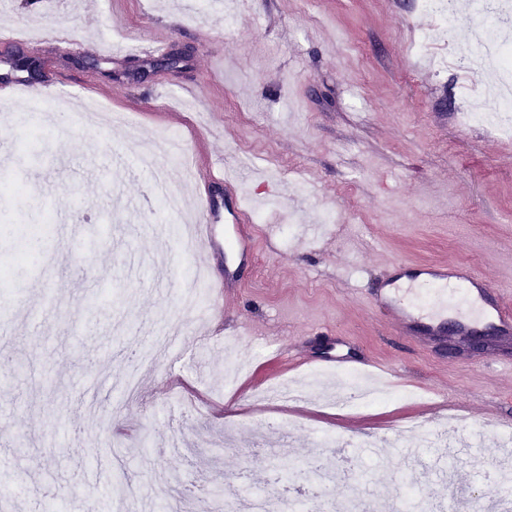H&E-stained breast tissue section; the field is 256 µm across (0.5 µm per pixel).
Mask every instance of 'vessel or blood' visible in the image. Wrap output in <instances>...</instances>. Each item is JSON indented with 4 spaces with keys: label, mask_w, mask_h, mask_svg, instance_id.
I'll use <instances>...</instances> for the list:
<instances>
[{
    "label": "vessel or blood",
    "mask_w": 512,
    "mask_h": 512,
    "mask_svg": "<svg viewBox=\"0 0 512 512\" xmlns=\"http://www.w3.org/2000/svg\"><path fill=\"white\" fill-rule=\"evenodd\" d=\"M192 177L205 188L199 196L195 224L196 249L202 269L224 260V281L209 288H232L238 273L256 259L257 231L235 181L221 166L194 157ZM373 302L395 325L423 336L445 335L455 329L466 336L480 325L512 334V306L492 289L480 270L455 261L414 263L397 260L389 276L377 282Z\"/></svg>",
    "instance_id": "vessel-or-blood-1"
}]
</instances>
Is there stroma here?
Listing matches in <instances>:
<instances>
[{
	"instance_id": "1",
	"label": "stroma",
	"mask_w": 512,
	"mask_h": 512,
	"mask_svg": "<svg viewBox=\"0 0 512 512\" xmlns=\"http://www.w3.org/2000/svg\"><path fill=\"white\" fill-rule=\"evenodd\" d=\"M435 26L420 0H0V31L30 33L42 99L73 102L30 122L0 100V497L85 512L106 466L146 512L178 492L204 503L222 476L262 493L289 462L338 458L328 433L380 447L381 464L360 457L364 496L391 512L389 480L439 459L427 440L400 457L407 426L460 446L488 412L512 422V339L451 352L367 298L399 259L476 265L512 298V136L464 118L475 77L451 44L421 47ZM133 37L139 57L107 55ZM173 130L220 164L254 156L234 174L256 265L210 293L205 350L179 293L197 254L135 164ZM326 208L341 223H321ZM165 331L181 351L123 397L137 344ZM230 343L259 350L231 391ZM333 348L404 398L364 408L314 390L255 409L310 373L286 354Z\"/></svg>"
}]
</instances>
